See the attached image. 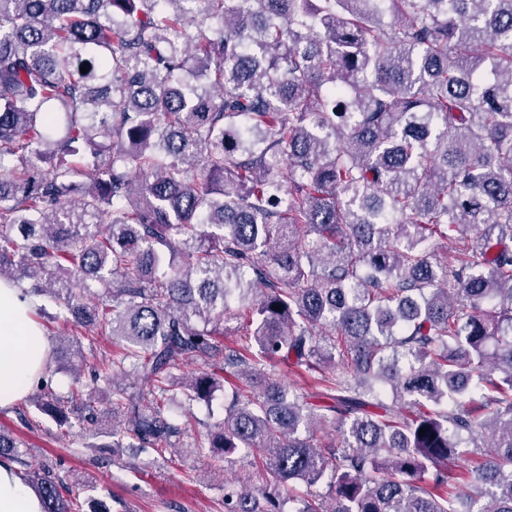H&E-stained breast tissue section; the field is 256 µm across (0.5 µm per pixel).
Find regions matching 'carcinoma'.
<instances>
[{
	"instance_id": "cac0c4a2",
	"label": "carcinoma",
	"mask_w": 512,
	"mask_h": 512,
	"mask_svg": "<svg viewBox=\"0 0 512 512\" xmlns=\"http://www.w3.org/2000/svg\"><path fill=\"white\" fill-rule=\"evenodd\" d=\"M0 280L119 347L39 377L62 428L162 456L236 380L190 445L262 465L224 512H512V0H0Z\"/></svg>"
}]
</instances>
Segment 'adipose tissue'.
<instances>
[{
  "label": "adipose tissue",
  "mask_w": 512,
  "mask_h": 512,
  "mask_svg": "<svg viewBox=\"0 0 512 512\" xmlns=\"http://www.w3.org/2000/svg\"><path fill=\"white\" fill-rule=\"evenodd\" d=\"M34 297L0 281V410L24 398L48 359V338L33 318ZM16 464L0 462V512H42Z\"/></svg>",
  "instance_id": "obj_1"
}]
</instances>
